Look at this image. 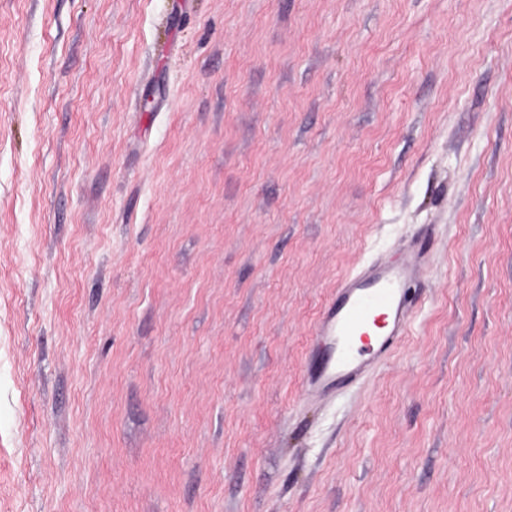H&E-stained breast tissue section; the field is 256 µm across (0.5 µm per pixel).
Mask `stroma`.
Here are the masks:
<instances>
[{"mask_svg":"<svg viewBox=\"0 0 512 512\" xmlns=\"http://www.w3.org/2000/svg\"><path fill=\"white\" fill-rule=\"evenodd\" d=\"M0 512H512V0H0ZM403 251L400 262L370 263L339 282L336 303L314 328L316 337L333 351L327 365L310 382L309 394L327 396L334 386L361 381L371 365L389 356L407 335L406 286L427 264L428 249L424 242L411 241ZM378 317L384 320V331L370 347L373 357L364 358L363 351L356 349V339L361 340Z\"/></svg>","mask_w":512,"mask_h":512,"instance_id":"stroma-1","label":"stroma"}]
</instances>
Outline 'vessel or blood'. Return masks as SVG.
<instances>
[{"label": "vessel or blood", "mask_w": 512, "mask_h": 512, "mask_svg": "<svg viewBox=\"0 0 512 512\" xmlns=\"http://www.w3.org/2000/svg\"><path fill=\"white\" fill-rule=\"evenodd\" d=\"M403 251L400 262H374L339 282L335 304L314 328L316 337L333 351L311 381L309 394L326 396L334 386L361 381L373 360L389 356L407 335V285L425 267L428 249L413 241Z\"/></svg>", "instance_id": "1"}]
</instances>
